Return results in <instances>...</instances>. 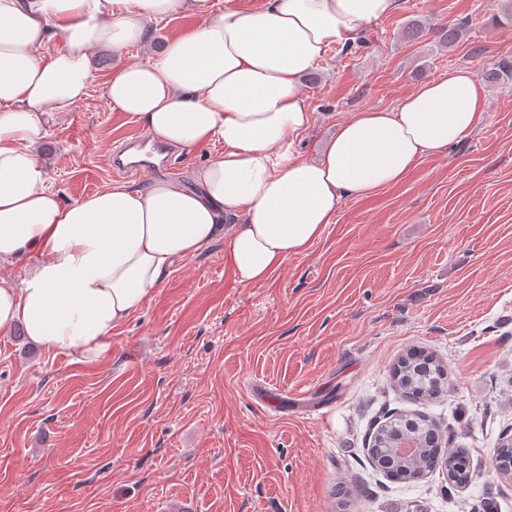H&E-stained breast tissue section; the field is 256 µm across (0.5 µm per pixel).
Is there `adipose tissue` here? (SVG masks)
<instances>
[{
	"label": "adipose tissue",
	"mask_w": 512,
	"mask_h": 512,
	"mask_svg": "<svg viewBox=\"0 0 512 512\" xmlns=\"http://www.w3.org/2000/svg\"><path fill=\"white\" fill-rule=\"evenodd\" d=\"M400 0H0V333L22 327L42 349L101 359L112 332L162 287L176 259L224 239L236 283L266 285L307 255L345 198L402 183L482 123L486 92L467 69L425 81L393 110L339 123L316 159L295 150L313 124L301 79ZM197 25L146 60L113 68L104 96L169 147L223 153L193 187L164 177L62 200L36 145L45 116L68 111L93 79L91 52L146 41L151 23Z\"/></svg>",
	"instance_id": "obj_1"
}]
</instances>
